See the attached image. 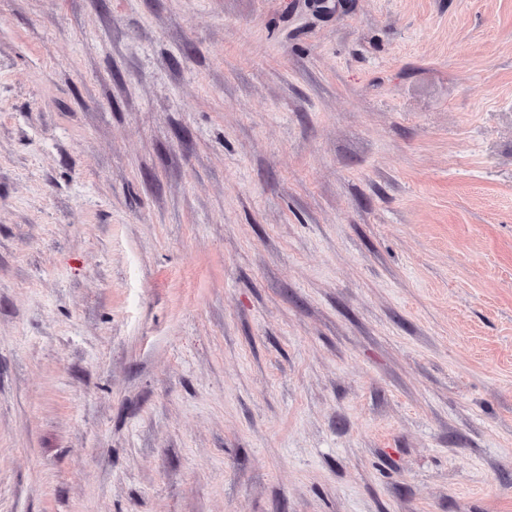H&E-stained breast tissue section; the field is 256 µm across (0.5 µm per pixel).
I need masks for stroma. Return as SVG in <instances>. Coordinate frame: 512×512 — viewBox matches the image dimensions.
<instances>
[{
	"mask_svg": "<svg viewBox=\"0 0 512 512\" xmlns=\"http://www.w3.org/2000/svg\"><path fill=\"white\" fill-rule=\"evenodd\" d=\"M0 512H512V0H0Z\"/></svg>",
	"mask_w": 512,
	"mask_h": 512,
	"instance_id": "stroma-1",
	"label": "stroma"
}]
</instances>
